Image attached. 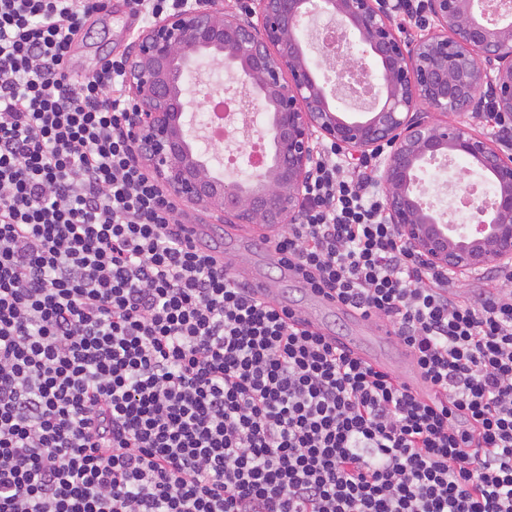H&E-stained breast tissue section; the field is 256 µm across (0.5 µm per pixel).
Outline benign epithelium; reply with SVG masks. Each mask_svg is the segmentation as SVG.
Instances as JSON below:
<instances>
[{
  "label": "benign epithelium",
  "mask_w": 512,
  "mask_h": 512,
  "mask_svg": "<svg viewBox=\"0 0 512 512\" xmlns=\"http://www.w3.org/2000/svg\"><path fill=\"white\" fill-rule=\"evenodd\" d=\"M429 25L399 33L388 0H188L132 42L124 82L133 105L130 137L143 164L172 198L216 223L294 224L320 143L379 162L383 218L431 268L464 282L492 264H512V141L481 136L462 121L477 112L512 119V3L426 0ZM334 20L370 61L379 82L365 111L337 106L338 84L319 78L299 33L307 19ZM224 64L264 104L265 166L227 179L199 148L196 109L186 86L200 63ZM465 158L491 176L494 190L473 205L472 223L450 224L424 199L420 173L441 157Z\"/></svg>",
  "instance_id": "benign-epithelium-1"
}]
</instances>
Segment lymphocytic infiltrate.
<instances>
[{
    "label": "lymphocytic infiltrate",
    "instance_id": "1",
    "mask_svg": "<svg viewBox=\"0 0 512 512\" xmlns=\"http://www.w3.org/2000/svg\"><path fill=\"white\" fill-rule=\"evenodd\" d=\"M106 0H0V512H512V266L461 297L322 144L272 246L435 389L256 298L138 163ZM354 314L357 317L359 336H349L339 342L377 368L385 371L394 369L392 364L375 357L370 352V348L376 344L398 345L392 329L383 321L367 318L359 313Z\"/></svg>",
    "mask_w": 512,
    "mask_h": 512
}]
</instances>
